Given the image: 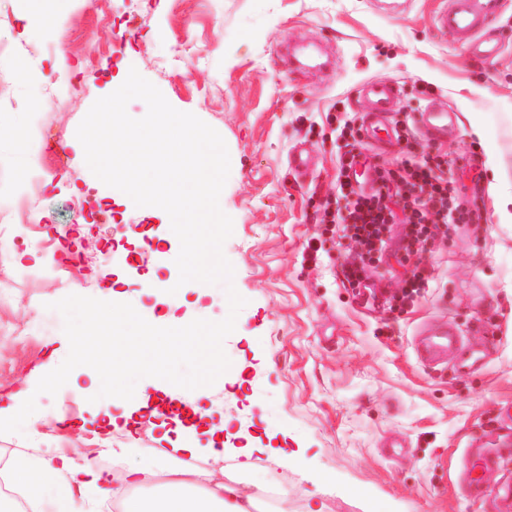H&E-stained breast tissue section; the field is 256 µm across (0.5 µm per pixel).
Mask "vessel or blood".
<instances>
[{
	"label": "vessel or blood",
	"mask_w": 512,
	"mask_h": 512,
	"mask_svg": "<svg viewBox=\"0 0 512 512\" xmlns=\"http://www.w3.org/2000/svg\"><path fill=\"white\" fill-rule=\"evenodd\" d=\"M502 6L503 0H443L434 15L433 27L438 32L451 34L466 46L473 57L490 62L498 57L502 40L486 33L485 26L489 19L500 15ZM401 95L399 82L392 79H371L357 90V97L364 104L365 138L377 147L394 142L396 134L389 117L398 110ZM454 120L453 111L434 100L416 117L420 133L428 139L447 134ZM458 342L457 329L446 325L429 332L418 345L417 353L425 366L434 368L443 362Z\"/></svg>",
	"instance_id": "obj_1"
}]
</instances>
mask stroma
I'll return each instance as SVG.
<instances>
[{
  "mask_svg": "<svg viewBox=\"0 0 512 512\" xmlns=\"http://www.w3.org/2000/svg\"><path fill=\"white\" fill-rule=\"evenodd\" d=\"M382 0H45L31 11L38 29L19 38L23 0H0V140L19 127L49 123L65 155H43V179L31 188V206L7 203L14 190V159L0 157V240L36 259L14 263L0 254V395L34 392L37 365L52 350H68L65 334L48 326L47 303L79 284L82 295L103 298L124 279L127 300L154 305L176 289L177 316L219 321L228 314L224 289L198 296L179 284L180 243L168 214L157 207L120 205L118 224L73 226L79 266H67L47 225L73 208L96 211L111 189L85 163L76 131L94 102L124 82L130 69L160 89L177 110L190 112L224 139L231 160L220 207L233 220L223 251L236 290L247 300L236 329L224 341L232 371L191 396L211 413L246 430L261 422L253 462L258 473L287 476L288 493L262 500L263 512H303L304 494L318 491L325 512H506L498 492L512 486V218L498 205L512 190V0L491 28L503 36L500 58L485 63L452 36L437 33V0H408L388 14ZM315 41L337 57L334 70L309 79L286 74L271 58L284 43ZM26 60L42 87L39 102L16 83ZM394 78L402 105L431 85L458 116L456 132L430 142L449 158L469 156L472 172L452 168L463 203L481 220L450 228L425 246L432 280L415 304L400 312L383 294L400 288L405 269L389 262L374 293H354L341 267L348 246L327 240L312 246L316 222L336 189L339 101L364 81ZM83 91L69 97V83ZM315 164L298 176L288 164L295 147ZM155 273V293L139 279ZM461 332L455 352L430 369L416 353L420 332L440 323ZM58 395H38V437L0 430V469L21 456L78 448L101 458L105 448H133L156 456L170 445L141 419L112 429L106 444L92 433L58 424L59 407L89 415L99 391L88 366ZM71 401H64V394ZM295 456L276 466L267 447ZM490 454L499 468L481 473V496L466 487L470 454Z\"/></svg>",
  "mask_w": 512,
  "mask_h": 512,
  "instance_id": "35a3bbf8",
  "label": "stroma"
}]
</instances>
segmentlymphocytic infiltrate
Returning a JSON list of instances; mask_svg holds the SVG:
<instances>
[{"label": "lymphocytic infiltrate", "mask_w": 512, "mask_h": 512, "mask_svg": "<svg viewBox=\"0 0 512 512\" xmlns=\"http://www.w3.org/2000/svg\"><path fill=\"white\" fill-rule=\"evenodd\" d=\"M395 124L410 151L395 168L375 164L361 138L356 112L344 111L336 138L343 144L336 165L334 208L324 210L320 222L326 231L348 242L343 278L351 287H368L386 254L410 264L401 288L387 298L393 309L413 305L429 283L427 267L418 263L429 240L447 237L453 224L473 219L459 202V190L449 179L447 155L414 152L416 127L408 113Z\"/></svg>", "instance_id": "obj_1"}]
</instances>
